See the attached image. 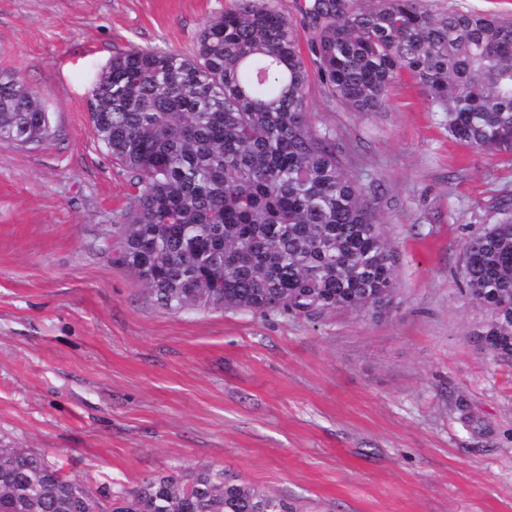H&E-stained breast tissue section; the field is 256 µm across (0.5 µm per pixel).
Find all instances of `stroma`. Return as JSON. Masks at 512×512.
Here are the masks:
<instances>
[{"instance_id": "1", "label": "stroma", "mask_w": 512, "mask_h": 512, "mask_svg": "<svg viewBox=\"0 0 512 512\" xmlns=\"http://www.w3.org/2000/svg\"><path fill=\"white\" fill-rule=\"evenodd\" d=\"M234 0H0V70L52 131L0 144V443L95 492L214 466L304 512H512V365L455 282L512 203V157L449 137L412 84L380 112L310 88L397 252L398 308L170 313L105 244L132 202L96 138L97 73L133 48L192 54Z\"/></svg>"}]
</instances>
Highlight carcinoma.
Returning a JSON list of instances; mask_svg holds the SVG:
<instances>
[{
	"instance_id": "carcinoma-1",
	"label": "carcinoma",
	"mask_w": 512,
	"mask_h": 512,
	"mask_svg": "<svg viewBox=\"0 0 512 512\" xmlns=\"http://www.w3.org/2000/svg\"><path fill=\"white\" fill-rule=\"evenodd\" d=\"M315 59L272 0H234L191 55L112 58L91 97L97 140L129 174L115 262L173 312L375 318L397 305L396 252L336 134L310 119L316 71L353 112L385 109L407 78L457 142L512 155V19L432 11L427 0H313ZM52 116L0 71V142L38 144ZM487 307L483 349L512 364V213L472 236L457 270ZM0 512H293L224 469L143 480L110 508L44 456L0 448Z\"/></svg>"
}]
</instances>
